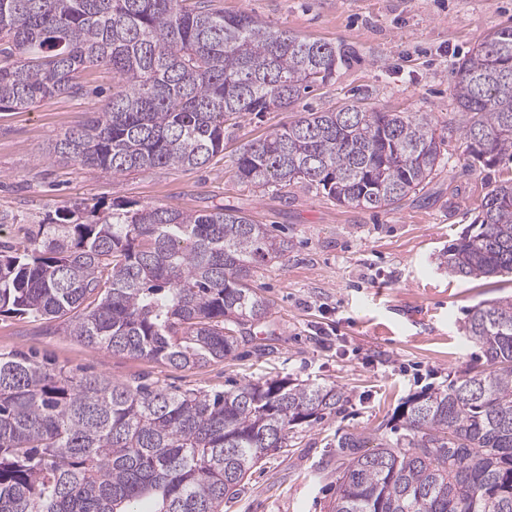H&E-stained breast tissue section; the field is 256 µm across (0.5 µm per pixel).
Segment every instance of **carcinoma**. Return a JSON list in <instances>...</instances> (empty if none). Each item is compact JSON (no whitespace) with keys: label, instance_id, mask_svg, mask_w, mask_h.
<instances>
[{"label":"carcinoma","instance_id":"cac0c4a2","mask_svg":"<svg viewBox=\"0 0 512 512\" xmlns=\"http://www.w3.org/2000/svg\"><path fill=\"white\" fill-rule=\"evenodd\" d=\"M337 60L331 44L212 0H0V110L74 96L79 72L111 68L105 110L49 155L114 177L206 165L226 122L294 103L332 81ZM454 74L468 161L512 158V27ZM443 144L426 112L349 104L250 145L236 175L387 210L432 177ZM288 249L235 209L64 207L27 244L0 243V315L74 312L69 335L87 344L200 368L235 355L244 326L266 318L251 282ZM441 264L460 279L512 274V181L483 197ZM465 336L486 365L402 402L403 432L337 437L330 512H512V299L472 308ZM340 398L287 379L215 394L132 387L0 354V512H224L268 452Z\"/></svg>","mask_w":512,"mask_h":512}]
</instances>
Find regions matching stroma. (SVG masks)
I'll return each instance as SVG.
<instances>
[{
  "label": "stroma",
  "mask_w": 512,
  "mask_h": 512,
  "mask_svg": "<svg viewBox=\"0 0 512 512\" xmlns=\"http://www.w3.org/2000/svg\"><path fill=\"white\" fill-rule=\"evenodd\" d=\"M269 25L340 49L330 83L297 103L224 128V150L201 168H157L119 177L55 161L52 142L85 124L112 94V71L78 76L83 95L25 111L0 110V243L36 235L76 203L245 211L290 243L261 267L253 286L269 313L245 329L236 357L175 368L110 354L69 336L67 319L0 315V353L23 354L75 375L132 386L221 392L258 378L337 387L335 412L297 429L269 452L224 512H328L343 432H386L395 408L426 386L442 387L485 358L464 332L474 306L512 297V275L464 280L439 256L472 224L483 196L512 180V160L468 165L456 134L455 62L483 37L512 26V0H217ZM355 103L383 112L429 113L445 133L444 161L424 188L391 210L336 205L317 186L281 190L238 180L245 147L293 121Z\"/></svg>",
  "instance_id": "stroma-1"
}]
</instances>
